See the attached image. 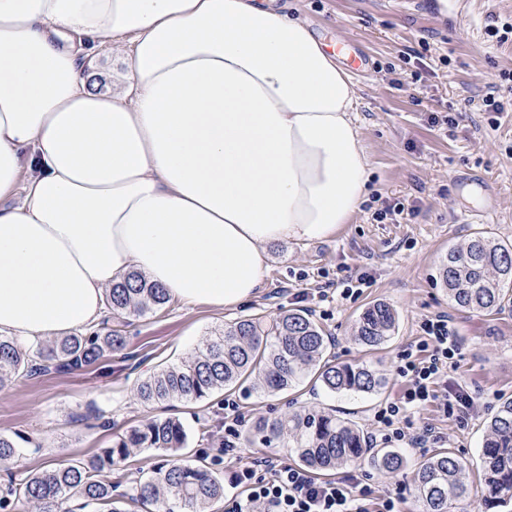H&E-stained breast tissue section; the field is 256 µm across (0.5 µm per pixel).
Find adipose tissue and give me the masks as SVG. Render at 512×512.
<instances>
[{"label": "adipose tissue", "mask_w": 512, "mask_h": 512, "mask_svg": "<svg viewBox=\"0 0 512 512\" xmlns=\"http://www.w3.org/2000/svg\"><path fill=\"white\" fill-rule=\"evenodd\" d=\"M129 38L110 88L97 47ZM358 88L278 0H0V333L96 327L133 273L216 309L367 194Z\"/></svg>", "instance_id": "1"}]
</instances>
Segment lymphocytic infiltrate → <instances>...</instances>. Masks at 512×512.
Wrapping results in <instances>:
<instances>
[{"instance_id":"1","label":"lymphocytic infiltrate","mask_w":512,"mask_h":512,"mask_svg":"<svg viewBox=\"0 0 512 512\" xmlns=\"http://www.w3.org/2000/svg\"><path fill=\"white\" fill-rule=\"evenodd\" d=\"M422 338L403 356L399 375L402 394L376 411L375 436L381 442L409 441L422 448L441 440L432 427L413 430L411 417L428 406L443 415L467 422L476 398L470 388L453 380L461 359V338L447 315L438 314L421 323ZM237 494L224 501V512H403V487L374 494L354 476L321 481L305 468L279 456L255 458L234 472Z\"/></svg>"}]
</instances>
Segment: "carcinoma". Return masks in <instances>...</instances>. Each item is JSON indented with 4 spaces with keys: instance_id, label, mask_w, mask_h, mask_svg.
<instances>
[{
    "instance_id": "cac0c4a2",
    "label": "carcinoma",
    "mask_w": 512,
    "mask_h": 512,
    "mask_svg": "<svg viewBox=\"0 0 512 512\" xmlns=\"http://www.w3.org/2000/svg\"><path fill=\"white\" fill-rule=\"evenodd\" d=\"M448 298L461 310L497 313L512 301V244L477 232L448 250L441 264ZM170 301L167 291L138 274L115 282L106 293L107 307L125 315L142 316ZM398 325L395 309L376 302L355 320V341L369 349L386 343ZM126 349L119 331L78 330L54 341L22 347L11 336H0V387L22 373L30 376L78 370L107 354ZM322 329L305 311L285 310L270 323L245 318L227 324L207 337L186 360L142 380L136 395L144 404L200 401L241 379H253L254 389L273 394L318 374L332 392L371 393L382 389L385 377L360 363H331L325 358ZM271 447L282 445L299 463L314 471L338 470L364 461L382 473L404 466L394 450H374L356 424L317 411L293 412L277 418H259L247 441ZM187 442L183 423L173 417L150 418L118 436L112 445L87 458L52 468L20 473L0 492V512H72L71 503L97 505L99 512H128L129 503L151 506L154 512H174L180 504L188 512H210L224 498V479L218 467L223 459L202 454L192 461L174 459L129 479L127 491L112 496V471L137 448L177 454ZM19 455L18 446L0 435V463ZM482 498L491 508L512 502V400L502 402L486 425L480 450ZM416 499L421 512H448L470 495L466 466L452 453L425 459L417 471Z\"/></svg>"
}]
</instances>
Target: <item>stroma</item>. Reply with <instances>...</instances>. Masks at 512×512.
I'll return each instance as SVG.
<instances>
[{"label": "stroma", "mask_w": 512, "mask_h": 512, "mask_svg": "<svg viewBox=\"0 0 512 512\" xmlns=\"http://www.w3.org/2000/svg\"><path fill=\"white\" fill-rule=\"evenodd\" d=\"M394 2L286 0L289 12L307 20L328 47L344 37L372 58L370 71L353 77L370 179L349 223L324 240L271 244L263 286L242 304L218 311L170 300L144 316L125 317V355L84 371L20 375L0 388V434L20 440L17 461L0 466V488L11 474L89 457L152 417L182 421L189 436L185 457L201 451L217 455L229 400L249 424L316 408L372 433L375 412L403 389L397 369L404 351L419 339L421 322L443 313L461 337L457 376L479 398L475 414L461 424L428 407L413 422L438 428L443 441L425 449L393 443L405 459L394 474L379 473L368 463L348 472L379 492L405 484L406 512H417L413 487L420 462L449 450L466 463L473 487L454 512H485L479 452L490 417L512 398V308L492 315L457 310L440 281L439 265L450 247L478 231L512 243V111L495 118L481 107L498 74L512 70V41L500 45L486 33L494 21L512 23V0H467L458 21L440 12L437 0H426L418 13L400 11ZM434 113L457 121L432 124ZM488 201L493 209L482 222L462 217L463 206ZM397 202L404 206L402 214L374 219V212ZM360 274L370 281L360 294L321 296L325 282ZM376 301L393 306L399 323L384 345L368 350L355 342L354 324ZM288 309L312 316L337 361L370 365L385 377V386L372 394L330 393L308 381L273 396L244 385L197 402L146 405L137 399L141 380L189 356L215 329L250 316L268 321Z\"/></svg>", "instance_id": "35a3bbf8"}]
</instances>
